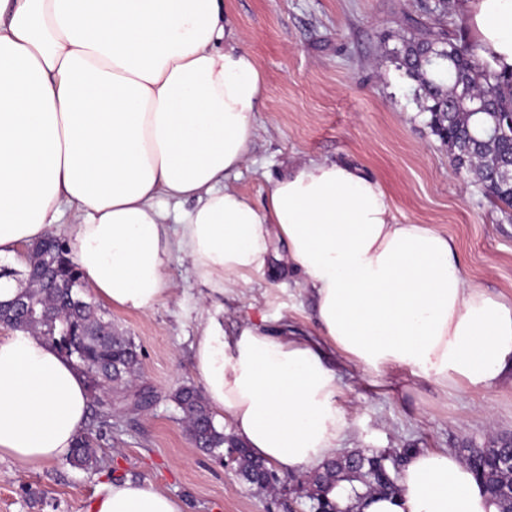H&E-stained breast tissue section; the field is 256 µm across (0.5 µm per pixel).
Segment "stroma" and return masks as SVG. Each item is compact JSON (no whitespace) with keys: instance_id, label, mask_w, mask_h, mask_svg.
<instances>
[{"instance_id":"1","label":"stroma","mask_w":512,"mask_h":512,"mask_svg":"<svg viewBox=\"0 0 512 512\" xmlns=\"http://www.w3.org/2000/svg\"><path fill=\"white\" fill-rule=\"evenodd\" d=\"M225 2L237 42L253 53L266 83L250 160L234 187L260 202L293 163L355 166L382 184L399 220L448 235L468 281L511 302L512 210L457 172L416 81L391 59L404 36L429 29L466 42L458 0ZM167 278L170 294L147 312L104 309L141 352L138 378L153 390L151 404L91 405L84 430L97 449L94 468L63 458L23 470L0 460V512H86L101 484L126 479L159 487L185 512H313L307 472L278 475L270 489L245 483L235 462L195 447L172 399L179 387L202 384L192 345L208 313H220L230 332L261 320L313 333L314 299L300 274L273 268L249 288L213 295L188 261L176 259ZM328 362L340 377L337 404L348 423L337 456L403 448L461 456L512 437L511 382L443 388L407 373L374 376L337 354Z\"/></svg>"}]
</instances>
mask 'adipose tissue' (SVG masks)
<instances>
[{
  "label": "adipose tissue",
  "mask_w": 512,
  "mask_h": 512,
  "mask_svg": "<svg viewBox=\"0 0 512 512\" xmlns=\"http://www.w3.org/2000/svg\"><path fill=\"white\" fill-rule=\"evenodd\" d=\"M474 54L512 70V0H461ZM224 0H0V262L52 233L63 207L95 297L147 311L173 256L212 292L271 265L299 271L318 339L207 315L194 367L216 419L281 473L322 467L347 428L327 351L378 376L490 388L512 375V302L469 283L447 235L397 219L381 184L308 160L265 203L231 186L265 94ZM186 206L169 223L167 206ZM75 361L41 336H0V459L66 457L89 413ZM393 495L329 496L354 512H498L449 450L411 452ZM89 512H183L145 482L102 484Z\"/></svg>",
  "instance_id": "adipose-tissue-1"
}]
</instances>
